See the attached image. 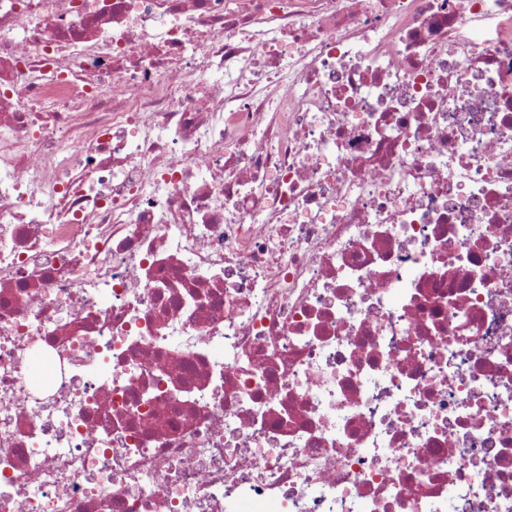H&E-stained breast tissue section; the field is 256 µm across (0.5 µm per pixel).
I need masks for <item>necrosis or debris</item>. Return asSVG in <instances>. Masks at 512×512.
<instances>
[{"mask_svg":"<svg viewBox=\"0 0 512 512\" xmlns=\"http://www.w3.org/2000/svg\"><path fill=\"white\" fill-rule=\"evenodd\" d=\"M0 512H512V0H0Z\"/></svg>","mask_w":512,"mask_h":512,"instance_id":"necrosis-or-debris-1","label":"necrosis or debris"}]
</instances>
